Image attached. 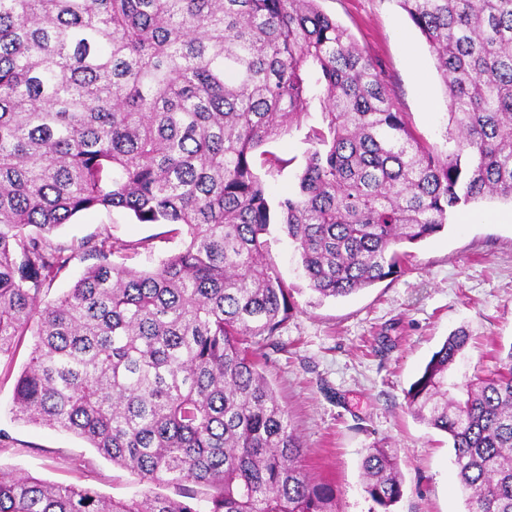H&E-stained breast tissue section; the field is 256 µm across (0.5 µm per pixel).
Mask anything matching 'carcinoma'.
Instances as JSON below:
<instances>
[{"mask_svg": "<svg viewBox=\"0 0 512 512\" xmlns=\"http://www.w3.org/2000/svg\"><path fill=\"white\" fill-rule=\"evenodd\" d=\"M448 94L441 151L394 110L378 65L318 0H0V354L33 336L15 418L72 433L175 500H109L0 469V512H336L251 345L294 308L266 259L279 224L309 290L346 297L397 273L459 206L512 203V0H398ZM291 164L264 149L302 129ZM176 224L187 241L150 271L109 238L58 240L79 213ZM95 262L65 294L50 285ZM452 332L406 391L448 435L468 512H512V346L455 397ZM364 491L402 497L397 458L370 448ZM303 137V132L293 131L290 135H285L264 148L273 151L281 158H293L291 165L281 175L268 177L267 189L273 198L278 199L293 191L294 175L303 165L305 151L308 148V145L303 142ZM94 262L95 261L92 259L84 261L76 259L70 262L67 269L53 282L49 291V298H55L63 292H66L80 277L84 269Z\"/></svg>", "mask_w": 512, "mask_h": 512, "instance_id": "1", "label": "carcinoma"}]
</instances>
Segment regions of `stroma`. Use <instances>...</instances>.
<instances>
[{
  "label": "stroma",
  "instance_id": "1",
  "mask_svg": "<svg viewBox=\"0 0 512 512\" xmlns=\"http://www.w3.org/2000/svg\"><path fill=\"white\" fill-rule=\"evenodd\" d=\"M319 5L380 65L394 108L408 127L444 147L445 85L398 0H319ZM270 149L290 162L267 180L277 199L292 192L307 146L295 131ZM163 230L121 211H90L73 217L56 235L112 236L121 244L114 263L148 271L186 240ZM266 239L267 259L292 287L295 307L263 343L260 370L303 442L309 474L334 485L337 512H373L362 488L361 461L367 448H393L404 478L393 512H467L453 448L446 435L408 410L405 393L457 328H465L470 341L451 374L453 383L494 372L498 351L512 347V205L485 200L458 209L447 229L408 246L398 273L337 300L317 301L308 290L279 225H270ZM30 347L26 341L13 356L0 357V429L9 435L0 443V468L89 486L108 498L142 493L145 485L136 473L113 465L82 438L15 419L14 386Z\"/></svg>",
  "mask_w": 512,
  "mask_h": 512
}]
</instances>
